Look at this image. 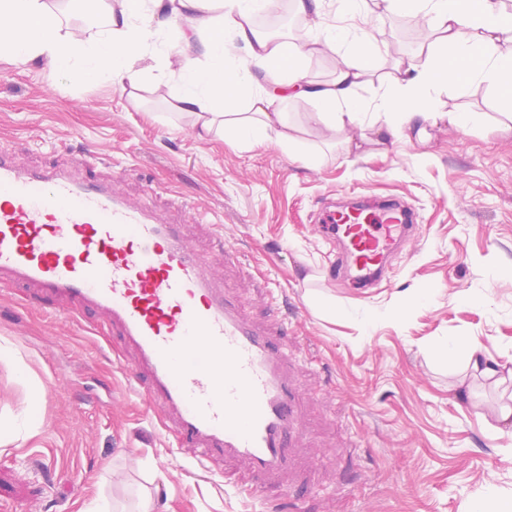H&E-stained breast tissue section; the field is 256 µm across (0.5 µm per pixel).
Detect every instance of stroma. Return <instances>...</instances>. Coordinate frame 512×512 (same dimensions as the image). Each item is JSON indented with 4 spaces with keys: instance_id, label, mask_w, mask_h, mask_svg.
<instances>
[{
    "instance_id": "obj_1",
    "label": "stroma",
    "mask_w": 512,
    "mask_h": 512,
    "mask_svg": "<svg viewBox=\"0 0 512 512\" xmlns=\"http://www.w3.org/2000/svg\"><path fill=\"white\" fill-rule=\"evenodd\" d=\"M422 17L383 14L375 75L426 54ZM315 104L281 109L299 154L200 133L170 103L157 70L136 84L73 82L39 61L0 58V146L25 169L93 149L97 174L122 173L131 199L183 224L194 248L237 254L217 268L255 325L276 329L274 293L294 307L281 341L303 431L286 470L252 473L227 459L204 468L172 447L163 413L126 371L134 354L96 314L51 311L0 284V512H85L101 499L133 512L141 490L157 512H512V441L493 429L512 378L455 384L458 338L512 358V116L484 84L440 93L443 112H480L469 133L427 128L395 146L347 151L323 134ZM396 199L419 229L390 280L362 291L329 283L316 230L342 200ZM256 498L244 496V489Z\"/></svg>"
}]
</instances>
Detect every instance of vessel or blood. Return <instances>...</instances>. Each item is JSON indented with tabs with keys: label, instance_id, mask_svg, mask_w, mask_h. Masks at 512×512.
<instances>
[{
	"label": "vessel or blood",
	"instance_id": "vessel-or-blood-1",
	"mask_svg": "<svg viewBox=\"0 0 512 512\" xmlns=\"http://www.w3.org/2000/svg\"><path fill=\"white\" fill-rule=\"evenodd\" d=\"M93 165L87 153L31 173L0 148V281L104 314L185 454L286 469L298 435L287 351L243 316L180 223L116 182L85 179ZM416 230L413 214L392 203L329 214L332 282L368 288L389 278L394 251Z\"/></svg>",
	"mask_w": 512,
	"mask_h": 512
}]
</instances>
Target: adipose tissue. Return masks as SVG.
Listing matches in <instances>:
<instances>
[{
  "label": "adipose tissue",
  "mask_w": 512,
  "mask_h": 512,
  "mask_svg": "<svg viewBox=\"0 0 512 512\" xmlns=\"http://www.w3.org/2000/svg\"><path fill=\"white\" fill-rule=\"evenodd\" d=\"M344 23L324 21V0H293L306 16L294 40L271 44L253 26L256 14L273 12L278 0H105L92 34L63 28L47 0H0V56L19 63L45 60L51 70L76 80L116 85L136 83L163 66L169 96L179 111L211 129L224 105L244 102L247 115L227 131L235 140L259 145L274 141L289 149L299 144L296 126L276 102L311 98L314 121L324 131H341L353 143L364 129L359 91L371 81L378 46L367 29L372 11L362 0H342ZM380 8L424 14L431 37L421 63L400 67L370 102L383 120L386 139L406 136L413 125L448 124L468 130L483 122L479 112H439L437 95L460 79L492 86L512 108V13L500 0H380ZM180 24L181 42L172 46L169 24ZM341 45L335 79L312 86L305 72L319 44ZM262 71L276 90L253 89V71Z\"/></svg>",
  "instance_id": "obj_1"
}]
</instances>
